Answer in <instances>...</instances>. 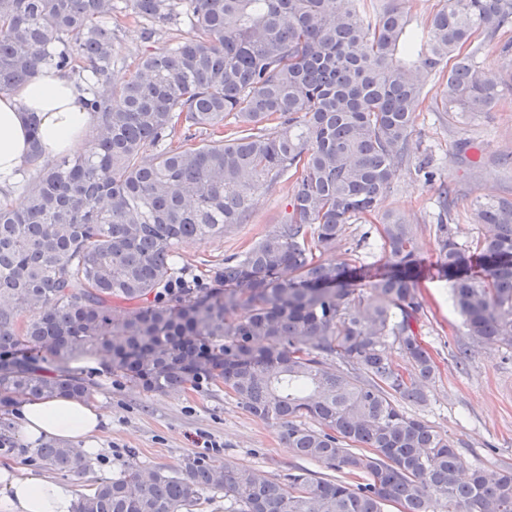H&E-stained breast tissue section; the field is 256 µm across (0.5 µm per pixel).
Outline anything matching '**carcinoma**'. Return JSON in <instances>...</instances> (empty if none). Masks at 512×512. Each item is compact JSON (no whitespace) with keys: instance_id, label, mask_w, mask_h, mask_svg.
<instances>
[{"instance_id":"1","label":"carcinoma","mask_w":512,"mask_h":512,"mask_svg":"<svg viewBox=\"0 0 512 512\" xmlns=\"http://www.w3.org/2000/svg\"><path fill=\"white\" fill-rule=\"evenodd\" d=\"M128 2L148 38L182 7L191 33L116 86V0H0V94L63 71L87 84L95 117L87 146L49 159L27 114L25 201L0 204V408L87 396L68 364L93 355L146 393L222 385L297 455L358 482L201 457L178 472L134 462L74 512H196L207 490L224 492V512H512L511 469L460 481L455 442L400 406L427 403L436 367L412 328L414 219L379 209L432 74L447 75L436 110L455 118L491 111L512 85L471 47L512 28V0H445L419 28L403 0ZM284 175L285 222L208 283L172 287L179 246L244 223L252 191ZM472 217L488 227L475 242L443 221L435 239L463 358L489 340L512 347V199L478 202ZM355 221L378 224L383 269L316 258ZM358 278L369 295H354ZM32 308L42 315L26 323ZM35 456L50 471L82 466L55 443Z\"/></svg>"}]
</instances>
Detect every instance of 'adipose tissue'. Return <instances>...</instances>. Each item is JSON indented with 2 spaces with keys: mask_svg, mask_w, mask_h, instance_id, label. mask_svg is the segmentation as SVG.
I'll list each match as a JSON object with an SVG mask.
<instances>
[{
  "mask_svg": "<svg viewBox=\"0 0 512 512\" xmlns=\"http://www.w3.org/2000/svg\"><path fill=\"white\" fill-rule=\"evenodd\" d=\"M85 83L70 75L42 71L13 94L0 96V195L21 204L14 185L27 150V113H37L46 155L75 151L82 144L92 117L81 100ZM106 418L100 405L84 399L58 396L22 398L17 406L18 433L35 443L53 439L76 447L84 458L98 451ZM75 484L0 465V512H72Z\"/></svg>",
  "mask_w": 512,
  "mask_h": 512,
  "instance_id": "adipose-tissue-1",
  "label": "adipose tissue"
}]
</instances>
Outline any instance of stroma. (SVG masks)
<instances>
[{
    "label": "stroma",
    "mask_w": 512,
    "mask_h": 512,
    "mask_svg": "<svg viewBox=\"0 0 512 512\" xmlns=\"http://www.w3.org/2000/svg\"><path fill=\"white\" fill-rule=\"evenodd\" d=\"M112 27V81L117 85L134 75L142 56L169 47L172 36L189 30L182 18L147 40L132 17L122 14L113 19ZM410 145V158L381 207L416 217L422 277L416 289L421 308L414 329L436 365V377L427 386L426 404L408 402L404 408L448 434L468 467L489 472L512 468V348L488 343L458 361L468 338L451 306L449 284L438 275L435 250L438 221L452 224L458 241L468 243L486 231L471 218L474 204L488 197H512V90L505 91L492 111L464 119H449L447 113L424 104L414 115ZM424 154L435 173L430 183L414 172ZM444 186L452 199L445 211L439 204ZM290 202L288 181L260 186L252 194L246 223L233 225L223 236L180 248L177 280L207 282L210 270L222 265L225 257L243 251L285 220ZM81 375L101 397L107 424L94 462L54 474L55 479L75 484L79 493L111 480L132 462L175 471L195 456L215 463L231 460L272 477L302 464L280 428L250 416L221 388L189 386L165 394L145 393L99 370L85 369ZM7 461L38 465L33 450L18 436L9 408L0 411V462Z\"/></svg>",
    "instance_id": "obj_1"
}]
</instances>
